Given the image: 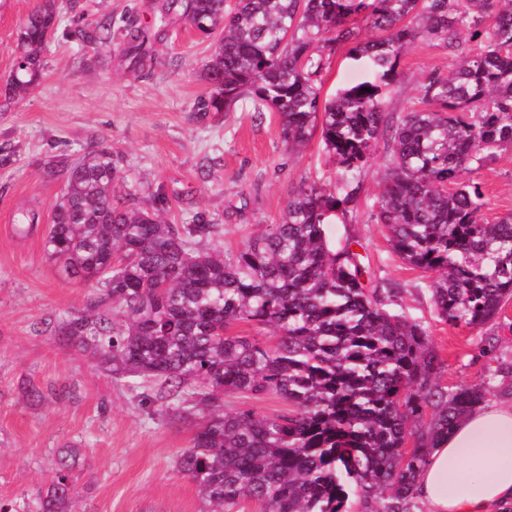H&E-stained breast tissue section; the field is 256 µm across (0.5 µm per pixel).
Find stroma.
I'll use <instances>...</instances> for the list:
<instances>
[{
    "mask_svg": "<svg viewBox=\"0 0 512 512\" xmlns=\"http://www.w3.org/2000/svg\"><path fill=\"white\" fill-rule=\"evenodd\" d=\"M76 9H69V2ZM60 24L43 51V77L24 99L0 112V502L35 503L50 486L59 457L75 448L70 472L76 512H206L196 485L177 469L193 428L145 402L152 383L98 368L54 336L53 326L96 296L94 284L74 283L46 256L61 182L46 178L45 162L78 157L110 145L140 205L169 223L216 225L212 240L241 249L266 225L280 223L302 177L335 189L338 170L319 139L290 153L275 113L251 120V101L232 112L201 110L212 87L203 75L216 35L176 15L161 16L147 0H58ZM41 0H0V86L16 60L17 33ZM111 22L108 40L86 44L79 29ZM156 34L153 62L130 70L124 58L131 30ZM339 47L323 75L322 97L369 80L370 71ZM399 79L385 110L396 116L418 103L433 75L448 72V50L416 41L401 56ZM385 142H377L364 169L347 221L327 227L331 248L348 237L377 279L402 284L396 310L427 330L441 361L438 381L456 389L480 386L485 404L512 399V298L480 327L452 326L431 298L432 274L411 268L393 252L376 209ZM489 202L487 219L512 212V146L499 149L475 173ZM39 210L33 234L15 230L21 209ZM42 401L30 400L28 387Z\"/></svg>",
    "mask_w": 512,
    "mask_h": 512,
    "instance_id": "stroma-1",
    "label": "stroma"
}]
</instances>
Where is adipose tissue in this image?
Masks as SVG:
<instances>
[{
  "label": "adipose tissue",
  "instance_id": "adipose-tissue-1",
  "mask_svg": "<svg viewBox=\"0 0 512 512\" xmlns=\"http://www.w3.org/2000/svg\"><path fill=\"white\" fill-rule=\"evenodd\" d=\"M427 512L512 507V401L477 406L430 449L416 480Z\"/></svg>",
  "mask_w": 512,
  "mask_h": 512
}]
</instances>
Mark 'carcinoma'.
I'll return each instance as SVG.
<instances>
[{
	"label": "carcinoma",
	"mask_w": 512,
	"mask_h": 512,
	"mask_svg": "<svg viewBox=\"0 0 512 512\" xmlns=\"http://www.w3.org/2000/svg\"><path fill=\"white\" fill-rule=\"evenodd\" d=\"M198 30L221 37L204 65L212 94L205 112H233L243 99L276 112L292 150L320 134L350 177L337 196L307 177L285 216L240 250L208 247L214 224H168L117 190L119 161L96 145L46 169L63 184L44 238L64 275L96 280L99 295L52 332L117 375L160 384L154 400L194 420L178 471L211 512L250 498L261 512H416V478L435 442L484 400L479 387L450 391L437 381L428 332L392 312L400 284L378 281L349 239L329 247L325 225L348 218L359 178L379 139L389 138L376 212L394 252L435 274L432 300L442 320L480 327L512 296V213L486 219L470 175L491 152L512 145V0H168ZM493 25L485 26L488 13ZM365 15L375 36L347 26ZM56 0L17 34L23 62L5 82L4 105L43 76L42 53L58 25ZM132 59L147 58L148 34L129 32ZM440 40L448 76H432V105L393 121L385 89L406 47ZM372 79L320 100L336 48ZM248 323L275 336L231 333ZM239 393L274 395L286 408L265 415L231 408ZM413 442L406 449L407 442ZM76 452L59 459L37 512H74L69 481Z\"/></svg>",
	"instance_id": "1"
}]
</instances>
